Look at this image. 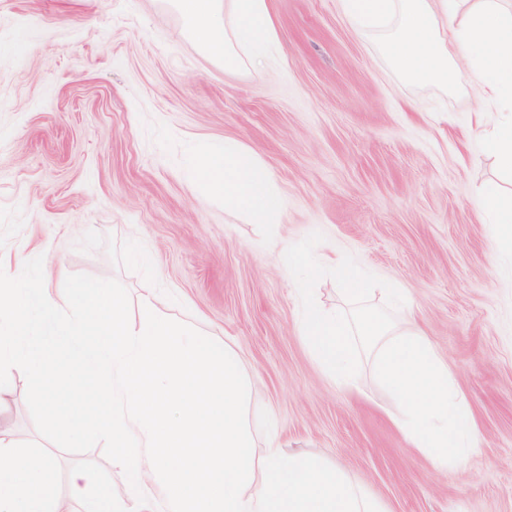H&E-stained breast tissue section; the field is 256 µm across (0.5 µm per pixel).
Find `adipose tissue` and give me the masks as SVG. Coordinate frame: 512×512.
I'll list each match as a JSON object with an SVG mask.
<instances>
[{"label":"adipose tissue","mask_w":512,"mask_h":512,"mask_svg":"<svg viewBox=\"0 0 512 512\" xmlns=\"http://www.w3.org/2000/svg\"><path fill=\"white\" fill-rule=\"evenodd\" d=\"M461 0H340L356 28L386 36L387 53L409 80L457 92L470 86L481 102L501 110L487 149L512 176V0H476L460 15ZM199 46L225 69L241 57L265 62L279 31L269 0H175ZM207 188L255 224L279 223L283 200L256 153L234 141L195 162ZM483 208L499 226L495 250L512 254V204L497 186L483 194Z\"/></svg>","instance_id":"obj_1"}]
</instances>
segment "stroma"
Returning <instances> with one entry per match:
<instances>
[{"label": "stroma", "mask_w": 512, "mask_h": 512, "mask_svg": "<svg viewBox=\"0 0 512 512\" xmlns=\"http://www.w3.org/2000/svg\"><path fill=\"white\" fill-rule=\"evenodd\" d=\"M280 38L262 67L204 53L173 0H0V267L43 257L44 286L143 277L90 231L139 240L163 311L235 351L252 380L256 456L269 443L340 466L388 512H512V254L482 192L512 193L486 150L484 106L403 77L381 34L339 0H270ZM233 139L270 170L287 207L253 224L206 194L194 154ZM404 292L465 396L478 446L439 471L392 421L398 403L369 356L336 384L299 333L286 249ZM0 409L17 442H40L22 372Z\"/></svg>", "instance_id": "stroma-1"}]
</instances>
